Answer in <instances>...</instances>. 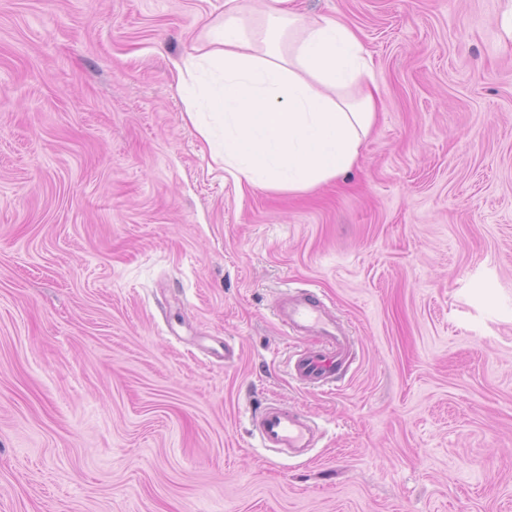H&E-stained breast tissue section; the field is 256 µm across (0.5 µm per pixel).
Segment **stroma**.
I'll return each mask as SVG.
<instances>
[{
  "mask_svg": "<svg viewBox=\"0 0 512 512\" xmlns=\"http://www.w3.org/2000/svg\"><path fill=\"white\" fill-rule=\"evenodd\" d=\"M225 0H0V512H512L504 0H294L381 101L346 175L239 190L174 64ZM350 330L298 385L273 302ZM277 401L320 427L259 445ZM252 426L263 448L294 457L304 456L319 437L312 420L278 403L265 405L252 418Z\"/></svg>",
  "mask_w": 512,
  "mask_h": 512,
  "instance_id": "obj_1",
  "label": "stroma"
}]
</instances>
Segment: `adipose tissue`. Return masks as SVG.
<instances>
[{
	"label": "adipose tissue",
	"mask_w": 512,
	"mask_h": 512,
	"mask_svg": "<svg viewBox=\"0 0 512 512\" xmlns=\"http://www.w3.org/2000/svg\"><path fill=\"white\" fill-rule=\"evenodd\" d=\"M211 41L222 90L206 107L224 124L213 159L236 183L308 191L357 163L377 87L353 31L273 0L251 21L229 5Z\"/></svg>",
	"instance_id": "adipose-tissue-1"
}]
</instances>
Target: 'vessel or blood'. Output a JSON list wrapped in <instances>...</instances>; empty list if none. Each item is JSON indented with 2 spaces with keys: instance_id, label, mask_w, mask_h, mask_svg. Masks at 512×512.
<instances>
[{
  "instance_id": "vessel-or-blood-1",
  "label": "vessel or blood",
  "mask_w": 512,
  "mask_h": 512,
  "mask_svg": "<svg viewBox=\"0 0 512 512\" xmlns=\"http://www.w3.org/2000/svg\"><path fill=\"white\" fill-rule=\"evenodd\" d=\"M279 323L309 345L290 364L300 384L321 388L341 378L351 363L350 337L320 293L305 289L284 293L274 306ZM262 445L294 457L304 456L319 437L316 424L304 414L277 403L265 405L252 419Z\"/></svg>"
}]
</instances>
